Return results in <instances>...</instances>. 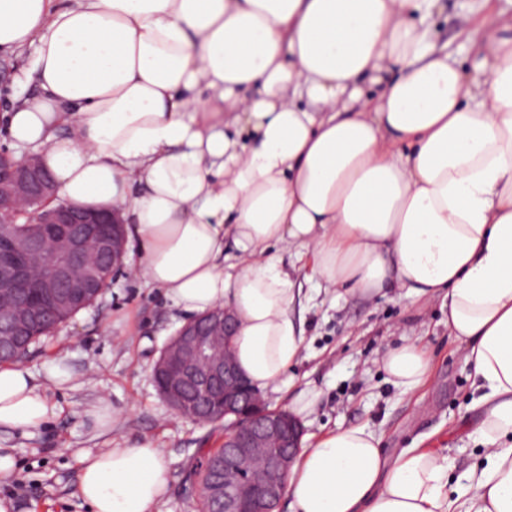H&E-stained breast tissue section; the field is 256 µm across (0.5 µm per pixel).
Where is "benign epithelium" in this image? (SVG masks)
<instances>
[{
    "instance_id": "benign-epithelium-1",
    "label": "benign epithelium",
    "mask_w": 512,
    "mask_h": 512,
    "mask_svg": "<svg viewBox=\"0 0 512 512\" xmlns=\"http://www.w3.org/2000/svg\"><path fill=\"white\" fill-rule=\"evenodd\" d=\"M49 176L32 162L0 165V224H16L27 207L39 204L35 223L43 228L23 239L0 237V299L12 302L0 318V353L39 320L46 304L62 305L95 287L85 271L87 243L102 224L112 238L100 251L112 253L113 271L125 266L127 225L115 211L51 205ZM235 322L226 308L183 324L169 339L153 368V381L181 416L208 421L211 400L223 401L224 458L211 462L210 493L222 512H276L285 480L300 448L304 428L286 411L267 409L229 352Z\"/></svg>"
}]
</instances>
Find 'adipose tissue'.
<instances>
[{"mask_svg": "<svg viewBox=\"0 0 512 512\" xmlns=\"http://www.w3.org/2000/svg\"><path fill=\"white\" fill-rule=\"evenodd\" d=\"M439 0H0V51L35 48L34 94L0 122L36 149L57 198L120 211L146 286L181 311L218 307L259 391L304 347L303 291L442 298L472 370L481 468L448 488L440 448L388 454L342 427L301 446L292 512H512V20L491 13L464 67L426 20ZM234 254H226V243ZM424 386L405 340L380 359ZM59 407L0 366V427L29 433ZM92 512H153L169 483L145 439L84 451Z\"/></svg>", "mask_w": 512, "mask_h": 512, "instance_id": "obj_1", "label": "adipose tissue"}]
</instances>
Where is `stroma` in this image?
Instances as JSON below:
<instances>
[{"label":"stroma","instance_id":"stroma-1","mask_svg":"<svg viewBox=\"0 0 512 512\" xmlns=\"http://www.w3.org/2000/svg\"><path fill=\"white\" fill-rule=\"evenodd\" d=\"M443 4L431 20L434 37L465 64L483 39L481 22L488 10L512 16V0ZM33 54L30 48L0 53V113L14 97L33 91L34 82L27 76ZM127 248L125 273L93 306L43 337L23 362L43 384L50 365L63 361L76 387L50 390L61 411L33 435L0 429V448L11 449L17 461L13 477L0 483V498L10 500V512H90L78 494L75 449L122 448L143 439L163 448L170 471L157 512H196L195 499L185 491L186 479L201 450L221 446L224 424L177 415L155 387L154 364L187 316L160 290L145 286L136 240H129ZM302 303L305 347L291 384L264 392L268 409H287L301 391L316 390V409L302 422L306 436L364 426L382 433L387 453L395 454L429 434L453 461L451 485L462 483L479 461L469 436L477 415L469 408L471 368L448 334L441 301L424 306L393 292L375 298L350 293L338 297L307 281ZM407 338L419 339L432 368L429 382L412 394L390 384L380 366L382 352ZM99 400L111 405L116 422L111 433L98 438L83 410Z\"/></svg>","mask_w":512,"mask_h":512}]
</instances>
